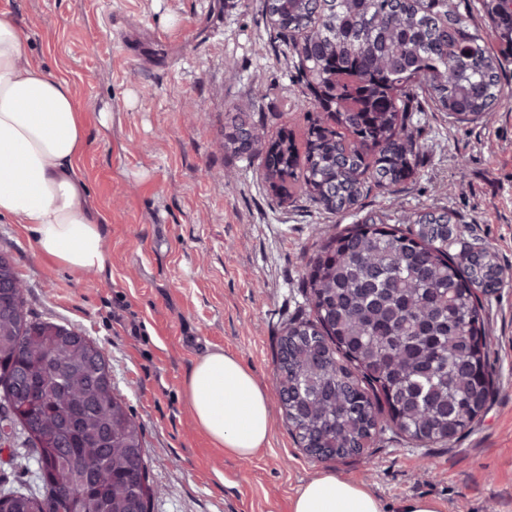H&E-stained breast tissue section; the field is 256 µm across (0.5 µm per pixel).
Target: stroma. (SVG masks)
<instances>
[{
  "instance_id": "35a3bbf8",
  "label": "stroma",
  "mask_w": 512,
  "mask_h": 512,
  "mask_svg": "<svg viewBox=\"0 0 512 512\" xmlns=\"http://www.w3.org/2000/svg\"><path fill=\"white\" fill-rule=\"evenodd\" d=\"M28 37L26 58L70 83L86 114L76 168L105 220L111 263L74 276L0 219L34 319L105 348L112 385L143 428L151 512H289L321 470L367 484L384 512L432 498L445 512H512V286L486 311L494 394L451 448L405 441L370 458L321 463L298 447L273 392L282 322L303 309L310 260L336 231L371 216L445 210L512 272V67L483 119L417 113L427 152L393 193L337 217L272 192L258 163L224 152L231 114L260 111L268 136L302 135L306 98L275 42L267 0H0ZM112 116L99 124L100 110ZM466 170H459V160ZM221 348L271 393L270 442L240 460L213 448L186 405L193 363Z\"/></svg>"
}]
</instances>
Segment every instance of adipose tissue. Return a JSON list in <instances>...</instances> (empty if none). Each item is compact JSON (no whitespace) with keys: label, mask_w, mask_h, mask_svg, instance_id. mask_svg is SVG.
<instances>
[{"label":"adipose tissue","mask_w":512,"mask_h":512,"mask_svg":"<svg viewBox=\"0 0 512 512\" xmlns=\"http://www.w3.org/2000/svg\"><path fill=\"white\" fill-rule=\"evenodd\" d=\"M25 37L0 16V218L30 234L39 256L77 274L104 271L103 219L89 204L75 159L85 126L72 87L25 62ZM184 399L215 447L252 457L271 436L266 390L232 353L198 359L184 381ZM290 512H383L365 485L325 470L292 498Z\"/></svg>","instance_id":"obj_1"}]
</instances>
